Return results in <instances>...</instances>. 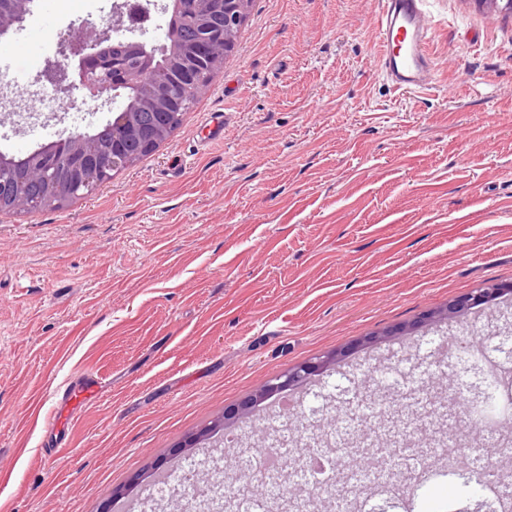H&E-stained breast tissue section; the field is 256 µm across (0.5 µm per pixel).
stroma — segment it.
Returning <instances> with one entry per match:
<instances>
[{
	"label": "stroma",
	"instance_id": "obj_1",
	"mask_svg": "<svg viewBox=\"0 0 512 512\" xmlns=\"http://www.w3.org/2000/svg\"><path fill=\"white\" fill-rule=\"evenodd\" d=\"M81 0H36L26 27L59 40ZM378 0H251L231 57L174 134L88 198L0 212V512H122L167 471H234L278 437L286 466L364 401L482 386L512 371V294L461 316L434 310L512 284V13L424 0L433 79L393 89L379 68ZM80 93L28 115L0 107V154L94 131ZM225 112L222 139L211 114ZM463 348L447 357L440 346ZM300 414L267 399L214 431L261 385L334 351ZM106 393L63 457L44 452L52 394L83 369ZM427 512H473L466 469L418 490ZM353 493L252 512H331Z\"/></svg>",
	"mask_w": 512,
	"mask_h": 512
}]
</instances>
